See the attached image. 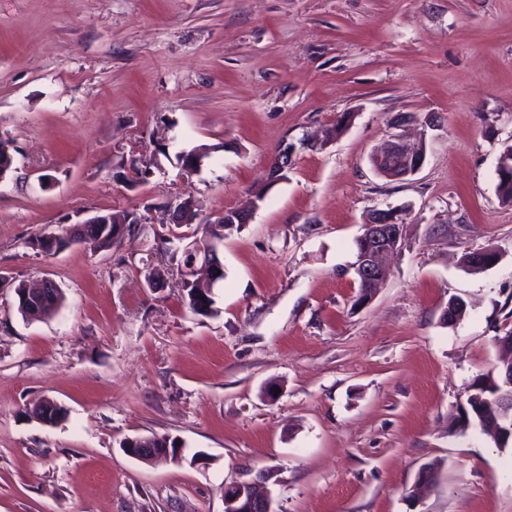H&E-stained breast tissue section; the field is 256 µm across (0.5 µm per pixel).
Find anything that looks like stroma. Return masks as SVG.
<instances>
[{
	"label": "stroma",
	"mask_w": 512,
	"mask_h": 512,
	"mask_svg": "<svg viewBox=\"0 0 512 512\" xmlns=\"http://www.w3.org/2000/svg\"><path fill=\"white\" fill-rule=\"evenodd\" d=\"M396 132L426 142L403 181L371 164ZM0 138V276L64 295L31 320L0 288V512H224L265 469L273 512H512V441L457 424L512 332V0H0ZM176 196L250 213L208 316L182 301ZM389 207L403 248L354 305L355 242ZM131 209L110 247L32 245ZM483 249L499 261L467 271ZM43 398L65 419L34 418ZM153 436L178 457L122 449Z\"/></svg>",
	"instance_id": "1"
}]
</instances>
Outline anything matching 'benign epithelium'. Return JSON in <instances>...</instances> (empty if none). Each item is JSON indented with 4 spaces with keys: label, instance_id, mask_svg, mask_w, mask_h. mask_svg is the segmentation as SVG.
I'll list each match as a JSON object with an SVG mask.
<instances>
[{
    "label": "benign epithelium",
    "instance_id": "1",
    "mask_svg": "<svg viewBox=\"0 0 512 512\" xmlns=\"http://www.w3.org/2000/svg\"><path fill=\"white\" fill-rule=\"evenodd\" d=\"M210 148H198L183 154L187 159L184 170L191 173L202 167L204 159L209 155ZM426 157L424 143H410L398 135H391L384 142L380 151L373 157L374 168L382 176L393 179H405L416 174L423 166ZM289 165V153L282 149L275 158L271 169L272 181H279ZM168 219L172 224H193L197 217L195 205L188 199L174 200L166 206ZM399 209L393 211L376 210L367 224L363 226L362 236L366 238L365 246L360 251L353 266L354 275L364 279L371 286L381 284L385 278L386 262L389 257L398 253L403 246L405 219ZM135 217H140L137 210H126L114 213L98 212L83 220L85 224H127ZM224 239L205 236L204 240H194L187 247L189 258L183 263V280H202L207 283L203 296L197 298L199 307L206 308L207 296L213 293L219 281L224 278L220 274L223 265L219 259V247ZM59 288L53 281L45 279L34 286L23 288L26 300L40 301L55 296ZM125 453L138 460L148 462L160 456L176 457L179 448L171 447V441L160 439L157 443L146 441L140 437L129 438L123 445ZM269 478V474L261 471L250 483H238L224 487V512H273L269 493L260 491V486Z\"/></svg>",
    "mask_w": 512,
    "mask_h": 512
}]
</instances>
